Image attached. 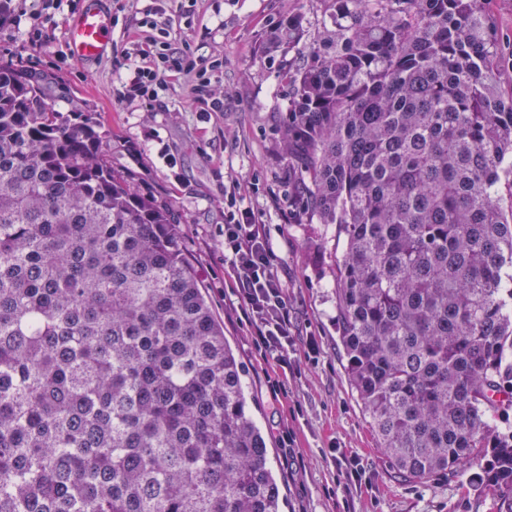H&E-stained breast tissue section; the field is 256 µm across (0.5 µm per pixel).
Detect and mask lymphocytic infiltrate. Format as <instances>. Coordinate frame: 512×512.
I'll use <instances>...</instances> for the list:
<instances>
[{
	"instance_id": "f902f5d3",
	"label": "lymphocytic infiltrate",
	"mask_w": 512,
	"mask_h": 512,
	"mask_svg": "<svg viewBox=\"0 0 512 512\" xmlns=\"http://www.w3.org/2000/svg\"><path fill=\"white\" fill-rule=\"evenodd\" d=\"M221 65L219 59L195 56L190 45L164 43L150 52L147 65L137 67L122 83L118 102H153L155 89L168 73L195 75L192 92L197 103L212 112L224 109V90L213 84L209 74ZM224 262L229 268L232 291L246 325L254 335L260 356H274L279 365H290L297 342L292 330L288 296L277 274V256L272 240L254 211L244 207L240 195L224 197Z\"/></svg>"
}]
</instances>
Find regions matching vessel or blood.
Returning a JSON list of instances; mask_svg holds the SVG:
<instances>
[{
  "instance_id": "obj_1",
  "label": "vessel or blood",
  "mask_w": 512,
  "mask_h": 512,
  "mask_svg": "<svg viewBox=\"0 0 512 512\" xmlns=\"http://www.w3.org/2000/svg\"><path fill=\"white\" fill-rule=\"evenodd\" d=\"M100 0H85L83 8L66 26L65 44L74 58L92 60L112 45V19L99 7Z\"/></svg>"
}]
</instances>
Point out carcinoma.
<instances>
[{"instance_id":"obj_1","label":"carcinoma","mask_w":512,"mask_h":512,"mask_svg":"<svg viewBox=\"0 0 512 512\" xmlns=\"http://www.w3.org/2000/svg\"><path fill=\"white\" fill-rule=\"evenodd\" d=\"M490 3L332 0L283 138L343 237L339 342L379 447L416 481L485 458L512 512V38ZM111 141L57 75L0 63V512H280L179 216Z\"/></svg>"}]
</instances>
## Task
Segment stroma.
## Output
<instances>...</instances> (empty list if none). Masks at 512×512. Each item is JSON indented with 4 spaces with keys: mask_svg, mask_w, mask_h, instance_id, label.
Instances as JSON below:
<instances>
[{
    "mask_svg": "<svg viewBox=\"0 0 512 512\" xmlns=\"http://www.w3.org/2000/svg\"><path fill=\"white\" fill-rule=\"evenodd\" d=\"M119 23L114 39L129 60L114 54L95 61L65 49L69 0L55 12L54 39L28 42L27 18L0 26V60L54 72L94 106L112 132V164L131 170L142 192L167 202L178 214L184 254L197 273L224 335L248 367L252 411L268 441L269 464L282 487V512H495L490 494L476 485L485 472L473 464L448 479L401 478L378 447L368 418L352 391L338 339L336 257L343 241L332 224L320 223L296 196L281 129L288 114L284 72L300 64L302 44L323 35L329 0H104ZM300 13L303 28L288 44L278 22ZM169 19V39L189 43L195 55H219L216 77L224 109L205 112L195 104L189 76L166 80L153 105H116L115 91L143 63L140 45L157 37L144 26L152 16ZM259 177L247 205L267 224L279 257L278 273L301 339L313 340L317 364L296 352L291 369L256 352L248 326L236 310L224 274V195ZM283 381L287 393L272 398L266 377ZM295 438L283 447L282 429ZM355 453L367 480L343 491L336 452Z\"/></svg>",
    "mask_w": 512,
    "mask_h": 512,
    "instance_id": "1",
    "label": "stroma"
}]
</instances>
